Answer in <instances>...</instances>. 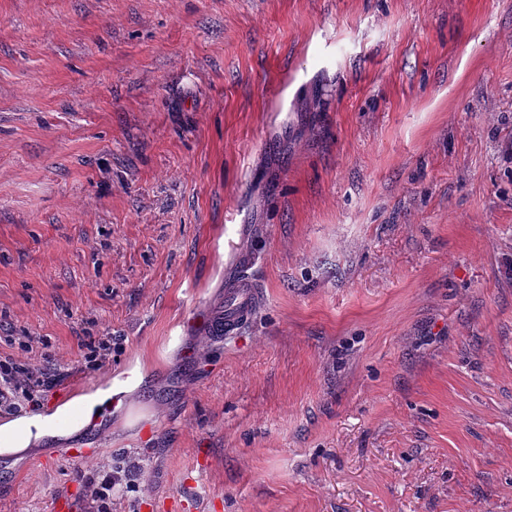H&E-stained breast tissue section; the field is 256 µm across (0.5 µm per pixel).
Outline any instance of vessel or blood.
<instances>
[{"label":"vessel or blood","mask_w":512,"mask_h":512,"mask_svg":"<svg viewBox=\"0 0 512 512\" xmlns=\"http://www.w3.org/2000/svg\"><path fill=\"white\" fill-rule=\"evenodd\" d=\"M261 305V291L256 281L232 268L228 274L224 297L213 311L208 324L221 338L239 334L254 318Z\"/></svg>","instance_id":"obj_1"}]
</instances>
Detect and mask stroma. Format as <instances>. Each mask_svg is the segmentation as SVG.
<instances>
[{
  "instance_id": "obj_1",
  "label": "stroma",
  "mask_w": 512,
  "mask_h": 512,
  "mask_svg": "<svg viewBox=\"0 0 512 512\" xmlns=\"http://www.w3.org/2000/svg\"><path fill=\"white\" fill-rule=\"evenodd\" d=\"M5 359L0 512H512V0H0ZM261 305V291L256 281L240 272V266L228 274L220 306L208 319L212 332L220 338L239 334L254 318ZM66 376L57 368H40L31 364L13 365L0 361V413L14 415L31 403L38 394L49 392ZM115 393L111 386L107 390H97L93 394L74 399L58 407L50 415L36 414L1 424L0 454L16 456L27 450L33 443L37 444L47 439L54 440L78 430L92 416L97 415L99 408ZM75 413H78V416L74 417ZM66 419H70V422L66 423ZM121 472H123L124 478L128 479L126 489L128 486L135 484V480L131 479L133 476L130 467L124 466L121 461L113 464L112 472L106 473L98 484H95L94 481L89 482V487L92 488L91 496H93V500L102 503L101 508L97 510L98 512H106L103 510H106L107 507L102 505L104 504V500L109 498V492H112V487L114 488L119 481H122Z\"/></svg>"
}]
</instances>
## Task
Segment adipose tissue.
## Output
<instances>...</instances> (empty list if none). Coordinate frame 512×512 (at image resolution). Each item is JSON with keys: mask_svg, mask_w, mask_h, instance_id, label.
I'll use <instances>...</instances> for the list:
<instances>
[{"mask_svg": "<svg viewBox=\"0 0 512 512\" xmlns=\"http://www.w3.org/2000/svg\"><path fill=\"white\" fill-rule=\"evenodd\" d=\"M112 395V390H99L58 407L52 414H36L0 424V454L16 456L31 444L78 430L98 414Z\"/></svg>", "mask_w": 512, "mask_h": 512, "instance_id": "adipose-tissue-1", "label": "adipose tissue"}]
</instances>
